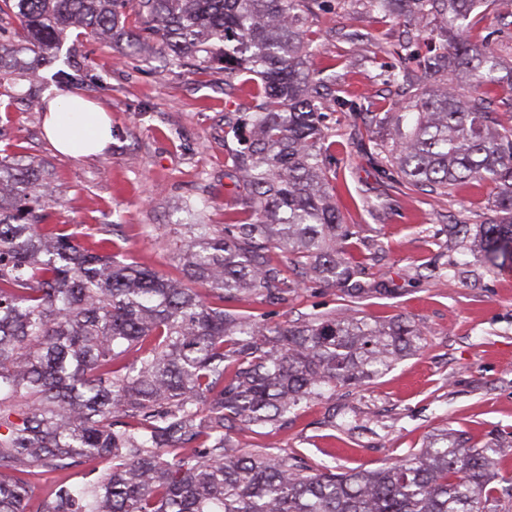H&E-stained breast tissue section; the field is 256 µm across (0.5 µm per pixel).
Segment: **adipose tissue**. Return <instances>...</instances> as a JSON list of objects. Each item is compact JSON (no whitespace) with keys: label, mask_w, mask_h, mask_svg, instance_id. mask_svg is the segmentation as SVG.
<instances>
[{"label":"adipose tissue","mask_w":512,"mask_h":512,"mask_svg":"<svg viewBox=\"0 0 512 512\" xmlns=\"http://www.w3.org/2000/svg\"><path fill=\"white\" fill-rule=\"evenodd\" d=\"M45 133L55 150L80 157L101 154L112 143L106 113L74 94L49 101Z\"/></svg>","instance_id":"1"}]
</instances>
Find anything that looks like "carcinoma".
I'll use <instances>...</instances> for the list:
<instances>
[{
  "label": "carcinoma",
  "mask_w": 512,
  "mask_h": 512,
  "mask_svg": "<svg viewBox=\"0 0 512 512\" xmlns=\"http://www.w3.org/2000/svg\"><path fill=\"white\" fill-rule=\"evenodd\" d=\"M316 0H0V75L31 82V51L50 66L74 30L150 47L177 67L218 65L241 79L231 132L250 136L225 165L249 215L190 224L182 277L141 266L101 224L81 240L47 223L58 204L34 161L0 156V512H30L25 474L106 460L100 477L57 485L39 512H489L497 440L481 448L443 431L376 470H311L230 432L279 430L302 402L359 386L419 351L424 332L356 314L269 323L224 307L285 300L303 277L348 287L349 233L333 197V143L322 110L341 105L336 75L306 67ZM386 14L434 24L438 51L402 38L385 82L414 90L369 124L401 183L450 195L495 186L496 216L475 240L485 262L512 266V60L484 46L477 10L512 30V0H374ZM288 259H272V249Z\"/></svg>",
  "instance_id": "carcinoma-1"
}]
</instances>
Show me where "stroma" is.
Segmentation results:
<instances>
[{
	"label": "stroma",
	"instance_id": "35a3bbf8",
	"mask_svg": "<svg viewBox=\"0 0 512 512\" xmlns=\"http://www.w3.org/2000/svg\"><path fill=\"white\" fill-rule=\"evenodd\" d=\"M409 24L406 17H384L372 0H320L308 66L336 72L346 100L389 111L398 96L383 79L386 49ZM343 26L372 39L333 38L332 30ZM62 56L70 81L51 69L33 85L0 79V149L52 173L60 200L50 223L111 225L113 240L139 263L177 274L173 243L193 221L188 205H204L206 224H231L246 211L244 191L224 175V159L237 146L224 133V116L240 101L237 81L225 80L217 66L203 73L173 68L158 56H126L73 34ZM65 93L111 116V149L77 158L52 147L40 104ZM324 124L335 143L336 203L360 262L354 281L378 291L355 299L309 282L287 300L245 298L236 307L270 322L356 312L398 317L420 327L426 344L368 384L297 408L284 429H244L233 440L304 458L315 469L374 470L422 448L445 427L476 446L494 438L496 512H512V497L503 492L512 485V277L448 240L449 225L487 221L496 190L474 182L435 197L400 187L395 171L372 158L362 115L338 108L325 113ZM370 201L376 211H367Z\"/></svg>",
	"mask_w": 512,
	"mask_h": 512
}]
</instances>
